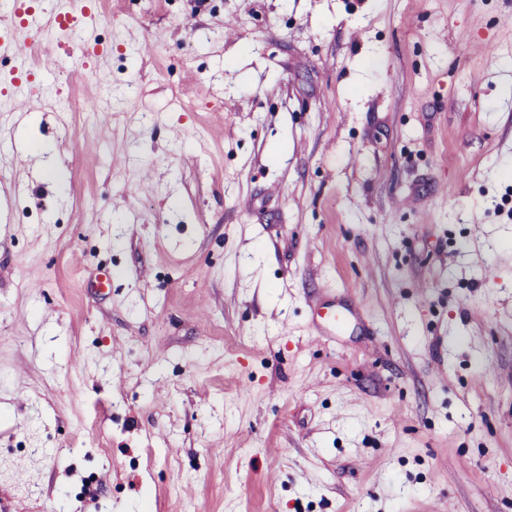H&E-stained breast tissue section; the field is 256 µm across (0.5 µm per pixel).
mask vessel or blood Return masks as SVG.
<instances>
[{"label": "vessel or blood", "mask_w": 512, "mask_h": 512, "mask_svg": "<svg viewBox=\"0 0 512 512\" xmlns=\"http://www.w3.org/2000/svg\"><path fill=\"white\" fill-rule=\"evenodd\" d=\"M99 18L93 0H70L68 9L33 8L30 0H0V55L14 57L18 65L12 82L27 89L33 72H49L50 67L37 56L35 46L47 31L65 32L78 27L92 29Z\"/></svg>", "instance_id": "b4317fda"}]
</instances>
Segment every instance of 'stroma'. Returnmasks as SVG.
Masks as SVG:
<instances>
[{"label": "stroma", "mask_w": 512, "mask_h": 512, "mask_svg": "<svg viewBox=\"0 0 512 512\" xmlns=\"http://www.w3.org/2000/svg\"><path fill=\"white\" fill-rule=\"evenodd\" d=\"M97 6L0 56V502L512 512V0Z\"/></svg>", "instance_id": "stroma-1"}]
</instances>
